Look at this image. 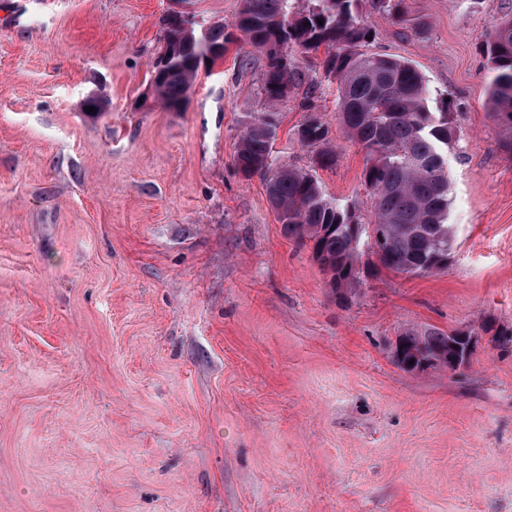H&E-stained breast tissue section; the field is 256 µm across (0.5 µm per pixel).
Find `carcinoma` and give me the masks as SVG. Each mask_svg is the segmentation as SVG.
Masks as SVG:
<instances>
[{
    "label": "carcinoma",
    "mask_w": 512,
    "mask_h": 512,
    "mask_svg": "<svg viewBox=\"0 0 512 512\" xmlns=\"http://www.w3.org/2000/svg\"><path fill=\"white\" fill-rule=\"evenodd\" d=\"M362 0H243L235 32L266 59L265 99L276 104L302 96L309 115L296 130L301 146L313 153L314 167L331 169L336 152L328 125L315 114L313 86L293 51L325 49L322 68L337 84L338 112L345 132L366 152L365 187L374 202L371 220L327 196L311 170L283 166L267 184V196L284 233L312 256L330 277L336 294L382 271L424 275L447 268L454 229L448 223L450 199L445 159L452 131L448 112L430 110L423 75L409 62L368 53L372 27L362 18ZM374 12L394 24L405 22V0H368ZM323 23H318V20ZM163 46L154 62L155 91L167 109L182 107L201 60L222 57L237 40L224 24L208 30L201 47L172 14L162 19ZM492 73L489 93L494 115L512 132V17L501 20L484 41ZM278 131L274 112L253 117L235 153L240 174L250 178L276 164L272 149ZM383 239L376 260L361 261L370 234ZM451 334L436 328L409 330L397 337L406 363L448 355Z\"/></svg>",
    "instance_id": "cac0c4a2"
}]
</instances>
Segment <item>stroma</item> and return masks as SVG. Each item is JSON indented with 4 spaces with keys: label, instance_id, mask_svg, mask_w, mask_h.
I'll use <instances>...</instances> for the list:
<instances>
[{
    "label": "stroma",
    "instance_id": "obj_1",
    "mask_svg": "<svg viewBox=\"0 0 512 512\" xmlns=\"http://www.w3.org/2000/svg\"><path fill=\"white\" fill-rule=\"evenodd\" d=\"M369 52L449 103L447 269L338 298L235 166L251 116L312 167L298 99L233 43L181 111L153 85L160 20L232 25L242 0H0V512H512V158L483 37L512 0H406ZM336 148L326 194L369 214L337 86L308 66ZM104 90L108 103L87 113ZM474 330L468 363L408 373L410 329Z\"/></svg>",
    "mask_w": 512,
    "mask_h": 512
}]
</instances>
